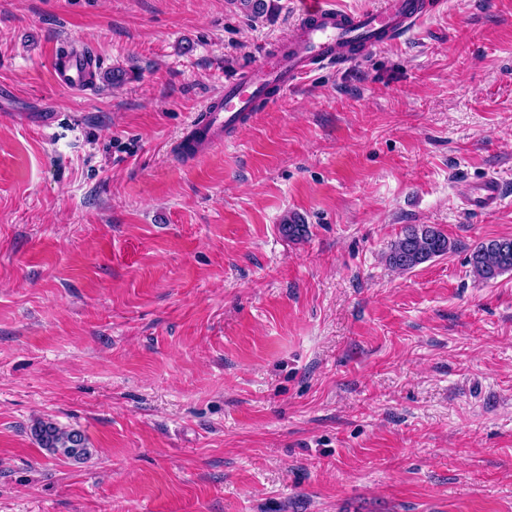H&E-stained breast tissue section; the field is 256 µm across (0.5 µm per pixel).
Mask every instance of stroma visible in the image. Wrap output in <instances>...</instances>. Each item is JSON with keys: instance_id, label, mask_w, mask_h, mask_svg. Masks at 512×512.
<instances>
[{"instance_id": "1", "label": "stroma", "mask_w": 512, "mask_h": 512, "mask_svg": "<svg viewBox=\"0 0 512 512\" xmlns=\"http://www.w3.org/2000/svg\"><path fill=\"white\" fill-rule=\"evenodd\" d=\"M296 6L0 0V512H512V273L467 263L512 237V0H445L173 158ZM410 224L456 250L395 271ZM55 83L64 88L88 89L97 75V63L83 49L65 46L51 61ZM503 185L494 178H488L479 185L469 188L465 203L473 211H489L501 202ZM467 263L473 275L486 283L504 273H512V238L489 239L476 244ZM34 436L41 448L66 460L81 463L91 456L85 436L76 429L59 427L52 421H39L33 427Z\"/></svg>"}]
</instances>
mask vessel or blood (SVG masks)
Returning a JSON list of instances; mask_svg holds the SVG:
<instances>
[{"mask_svg":"<svg viewBox=\"0 0 512 512\" xmlns=\"http://www.w3.org/2000/svg\"><path fill=\"white\" fill-rule=\"evenodd\" d=\"M442 0H381L379 7L348 12L331 0H299V16L273 52L262 55L226 80L223 91L207 98L203 116L190 130L206 144L220 145L226 135L245 128L274 94L313 73L358 60L372 49L399 41L436 12ZM58 86L86 89L96 78L97 63L84 50L66 46L51 61ZM503 196L493 178L470 187L465 203L473 211L495 209Z\"/></svg>","mask_w":512,"mask_h":512,"instance_id":"1","label":"vessel or blood"}]
</instances>
